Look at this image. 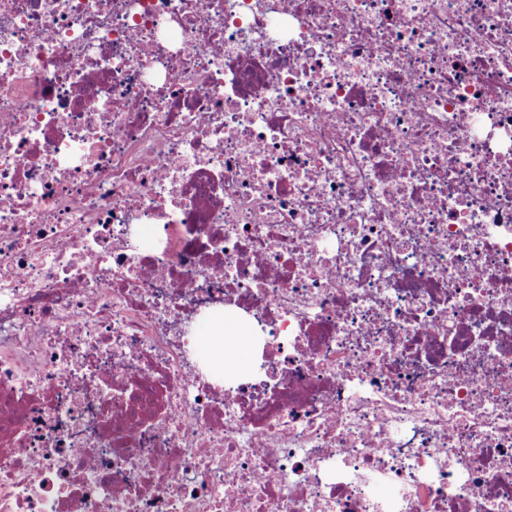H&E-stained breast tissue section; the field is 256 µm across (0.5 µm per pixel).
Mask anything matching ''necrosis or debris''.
<instances>
[{
  "label": "necrosis or debris",
  "instance_id": "1",
  "mask_svg": "<svg viewBox=\"0 0 512 512\" xmlns=\"http://www.w3.org/2000/svg\"><path fill=\"white\" fill-rule=\"evenodd\" d=\"M0 512H512V0H0ZM202 328L201 344L208 352L212 372L224 378V367L226 375L241 372L229 362H234L242 370L252 366V348H255L256 336H253L250 326L244 320L232 313H224Z\"/></svg>",
  "mask_w": 512,
  "mask_h": 512
}]
</instances>
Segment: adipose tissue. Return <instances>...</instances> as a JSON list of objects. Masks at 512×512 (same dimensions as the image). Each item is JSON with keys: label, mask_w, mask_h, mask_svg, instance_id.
<instances>
[{"label": "adipose tissue", "mask_w": 512, "mask_h": 512, "mask_svg": "<svg viewBox=\"0 0 512 512\" xmlns=\"http://www.w3.org/2000/svg\"><path fill=\"white\" fill-rule=\"evenodd\" d=\"M200 339L209 355L212 372L233 374L253 364L252 350L256 338L250 326L234 314L213 318L204 325Z\"/></svg>", "instance_id": "obj_1"}]
</instances>
